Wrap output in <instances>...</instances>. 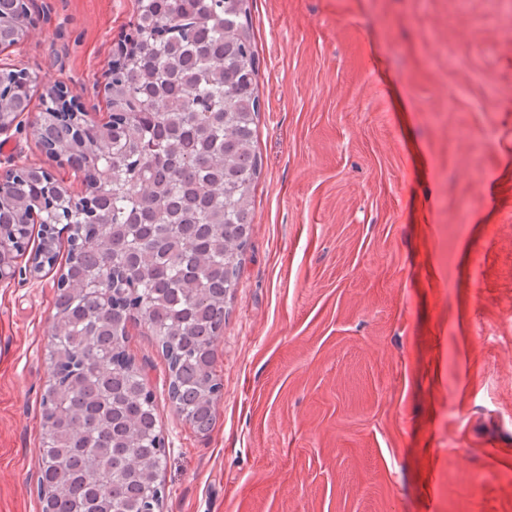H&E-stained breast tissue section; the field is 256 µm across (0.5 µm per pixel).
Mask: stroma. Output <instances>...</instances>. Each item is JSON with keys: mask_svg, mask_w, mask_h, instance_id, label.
<instances>
[{"mask_svg": "<svg viewBox=\"0 0 512 512\" xmlns=\"http://www.w3.org/2000/svg\"><path fill=\"white\" fill-rule=\"evenodd\" d=\"M37 95L84 94L135 0H38ZM498 0H250L255 215L198 431L146 325L160 512H512V34ZM85 186L29 130L0 173ZM481 273H473V253ZM59 269L0 284V512H39Z\"/></svg>", "mask_w": 512, "mask_h": 512, "instance_id": "stroma-1", "label": "stroma"}]
</instances>
